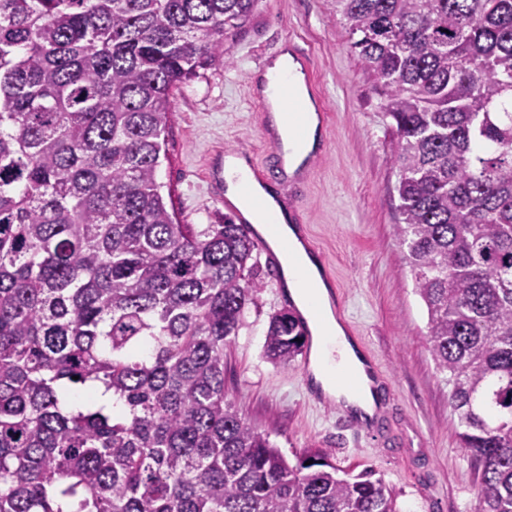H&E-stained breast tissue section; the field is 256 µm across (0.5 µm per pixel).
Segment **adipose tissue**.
I'll use <instances>...</instances> for the list:
<instances>
[{
    "label": "adipose tissue",
    "mask_w": 512,
    "mask_h": 512,
    "mask_svg": "<svg viewBox=\"0 0 512 512\" xmlns=\"http://www.w3.org/2000/svg\"><path fill=\"white\" fill-rule=\"evenodd\" d=\"M290 75L299 101L309 100L304 77L289 53H282L259 76L257 85L267 90L274 75ZM270 124L282 143L283 175L294 179L303 173L304 161L314 152L319 140L318 122L313 108L302 115L307 130L297 139L285 121L287 103L275 96L267 98ZM226 194L233 198L248 219L269 239L273 247L284 248L283 273L287 287L309 321L314 336L310 370L314 383L324 396L336 399L355 415L374 418L377 414V384L364 371L357 345L349 338L334 314L332 294L324 280L318 259L298 239L288 222L284 206L252 176L246 160L235 155L224 158Z\"/></svg>",
    "instance_id": "1"
}]
</instances>
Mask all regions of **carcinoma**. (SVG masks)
<instances>
[{
	"label": "carcinoma",
	"instance_id": "carcinoma-1",
	"mask_svg": "<svg viewBox=\"0 0 512 512\" xmlns=\"http://www.w3.org/2000/svg\"><path fill=\"white\" fill-rule=\"evenodd\" d=\"M258 0H0V512H401L224 400L256 230L179 224L170 98ZM390 119L397 233L476 512H512V0H331ZM308 335L273 316L267 356ZM101 384L120 409L73 391Z\"/></svg>",
	"mask_w": 512,
	"mask_h": 512
}]
</instances>
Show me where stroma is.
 <instances>
[{"label": "stroma", "instance_id": "35a3bbf8", "mask_svg": "<svg viewBox=\"0 0 512 512\" xmlns=\"http://www.w3.org/2000/svg\"><path fill=\"white\" fill-rule=\"evenodd\" d=\"M290 40L313 59L308 91L328 111L325 157L301 179L306 241L348 336L373 358L386 401L378 424L360 431L335 401L308 400L303 358L283 365L267 357L269 320L289 301L259 253L262 286L224 349V392L287 457L322 448L343 470H374L399 491L403 512H474V466L458 446L448 388L429 352L427 311L396 234L389 121L329 0H259L250 22L225 40L223 62L174 91L157 180L180 223L216 224L237 215L208 178L225 154L247 151L252 171L273 179L269 115L251 92Z\"/></svg>", "mask_w": 512, "mask_h": 512}]
</instances>
